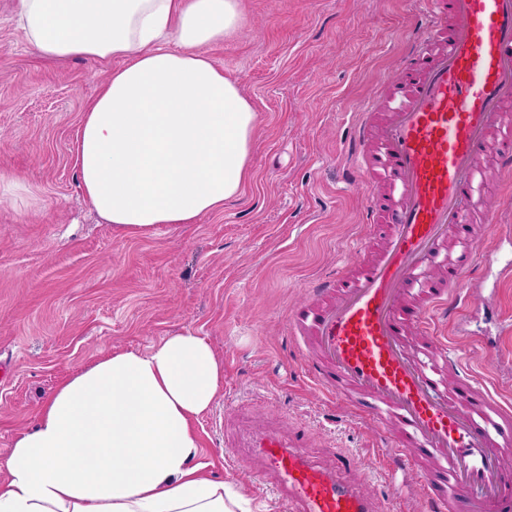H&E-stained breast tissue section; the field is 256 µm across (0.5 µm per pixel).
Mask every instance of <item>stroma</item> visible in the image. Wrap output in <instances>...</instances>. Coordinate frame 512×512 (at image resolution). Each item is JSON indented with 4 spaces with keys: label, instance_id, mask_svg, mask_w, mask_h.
<instances>
[{
    "label": "stroma",
    "instance_id": "35a3bbf8",
    "mask_svg": "<svg viewBox=\"0 0 512 512\" xmlns=\"http://www.w3.org/2000/svg\"><path fill=\"white\" fill-rule=\"evenodd\" d=\"M16 0H0V462L43 403L77 372L118 352H145L189 328L223 367L212 406L195 421L212 478L234 482L286 512L243 462L224 458L225 411L309 431V453L353 454L357 479L381 512H426L423 497H390L391 462L361 413L316 389L297 365L290 309L316 279L364 255L368 185L342 178L344 143L373 90L397 71L414 23L413 0H241L237 37L207 46L258 114L240 197L194 224L124 236L85 198L74 164L87 103L105 76L82 59L46 61L16 27ZM499 221L478 225L480 279L443 328L478 388L512 402V199L483 158Z\"/></svg>",
    "mask_w": 512,
    "mask_h": 512
}]
</instances>
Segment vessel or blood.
<instances>
[{
  "label": "vessel or blood",
  "mask_w": 512,
  "mask_h": 512,
  "mask_svg": "<svg viewBox=\"0 0 512 512\" xmlns=\"http://www.w3.org/2000/svg\"><path fill=\"white\" fill-rule=\"evenodd\" d=\"M415 29L398 79L376 94L388 119L373 124L364 110L345 141V181L370 185L365 221L388 226L386 244L314 282L288 325L317 388L364 400L380 441L432 465L425 479L442 512H512V406L438 356V321L465 304L461 284L479 266L472 229L494 221L481 156L512 174V0H419ZM307 443L303 428L224 425L225 447L240 449L287 512H378L353 476L356 457L323 464Z\"/></svg>",
  "instance_id": "1"
}]
</instances>
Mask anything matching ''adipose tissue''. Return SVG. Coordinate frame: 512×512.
I'll return each mask as SVG.
<instances>
[{"mask_svg": "<svg viewBox=\"0 0 512 512\" xmlns=\"http://www.w3.org/2000/svg\"><path fill=\"white\" fill-rule=\"evenodd\" d=\"M243 23L240 0H17L40 58L121 62L84 112L75 156L106 223L146 236L240 194L257 113L205 49ZM222 379L190 329L79 372L16 440L0 512H262L201 459L192 423Z\"/></svg>", "mask_w": 512, "mask_h": 512, "instance_id": "adipose-tissue-1", "label": "adipose tissue"}]
</instances>
